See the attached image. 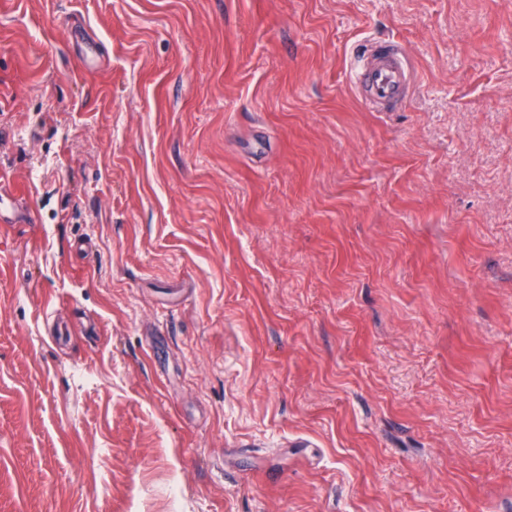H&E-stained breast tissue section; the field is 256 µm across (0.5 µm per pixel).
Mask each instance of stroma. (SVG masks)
Returning a JSON list of instances; mask_svg holds the SVG:
<instances>
[{"label":"stroma","instance_id":"obj_1","mask_svg":"<svg viewBox=\"0 0 512 512\" xmlns=\"http://www.w3.org/2000/svg\"><path fill=\"white\" fill-rule=\"evenodd\" d=\"M1 177L0 512H512V0H0ZM356 56L362 62L357 86L365 92L369 105L397 106L411 82L409 66L397 45L363 46Z\"/></svg>","mask_w":512,"mask_h":512}]
</instances>
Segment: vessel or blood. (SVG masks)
<instances>
[{
  "label": "vessel or blood",
  "instance_id": "1",
  "mask_svg": "<svg viewBox=\"0 0 512 512\" xmlns=\"http://www.w3.org/2000/svg\"><path fill=\"white\" fill-rule=\"evenodd\" d=\"M361 61L357 86L362 89L370 105L386 108L397 106L409 88V66L397 45L364 46L357 50Z\"/></svg>",
  "mask_w": 512,
  "mask_h": 512
}]
</instances>
